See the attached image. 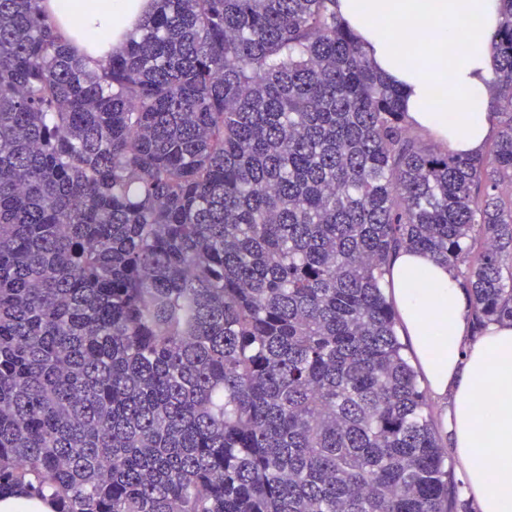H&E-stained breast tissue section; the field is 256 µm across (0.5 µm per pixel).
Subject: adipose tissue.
Listing matches in <instances>:
<instances>
[{"instance_id":"ef3b65f1","label":"adipose tissue","mask_w":512,"mask_h":512,"mask_svg":"<svg viewBox=\"0 0 512 512\" xmlns=\"http://www.w3.org/2000/svg\"><path fill=\"white\" fill-rule=\"evenodd\" d=\"M64 38L85 34L78 52L95 62L120 49L124 32L152 0H47ZM372 67L404 92L409 122L454 153H481L497 116L490 108L489 37L501 0H336ZM443 90V103L431 96ZM390 296L402 332L430 387L450 396L449 449L480 512H512V325L471 336L468 299L447 266L401 249L392 259Z\"/></svg>"}]
</instances>
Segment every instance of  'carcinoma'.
I'll list each match as a JSON object with an SVG mask.
<instances>
[{"mask_svg":"<svg viewBox=\"0 0 512 512\" xmlns=\"http://www.w3.org/2000/svg\"><path fill=\"white\" fill-rule=\"evenodd\" d=\"M0 0V495L55 512H472L384 293L393 254L512 320L499 130L432 147L336 0H154L88 68Z\"/></svg>","mask_w":512,"mask_h":512,"instance_id":"cac0c4a2","label":"carcinoma"}]
</instances>
